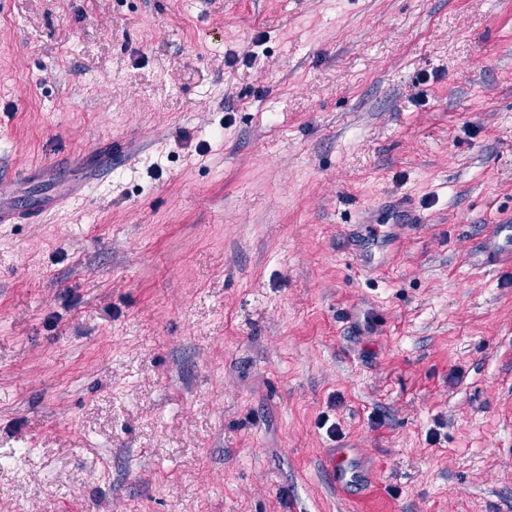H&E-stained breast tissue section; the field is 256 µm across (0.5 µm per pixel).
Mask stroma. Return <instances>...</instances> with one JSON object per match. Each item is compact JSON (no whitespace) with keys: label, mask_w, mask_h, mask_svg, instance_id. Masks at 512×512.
Listing matches in <instances>:
<instances>
[{"label":"stroma","mask_w":512,"mask_h":512,"mask_svg":"<svg viewBox=\"0 0 512 512\" xmlns=\"http://www.w3.org/2000/svg\"><path fill=\"white\" fill-rule=\"evenodd\" d=\"M0 205V512H512V0H0ZM512 217L505 223L491 224L480 242L482 261L486 266L512 265ZM326 467L333 483L344 493L358 489L366 482L367 475L361 469L359 459L337 448L327 450Z\"/></svg>","instance_id":"obj_1"}]
</instances>
